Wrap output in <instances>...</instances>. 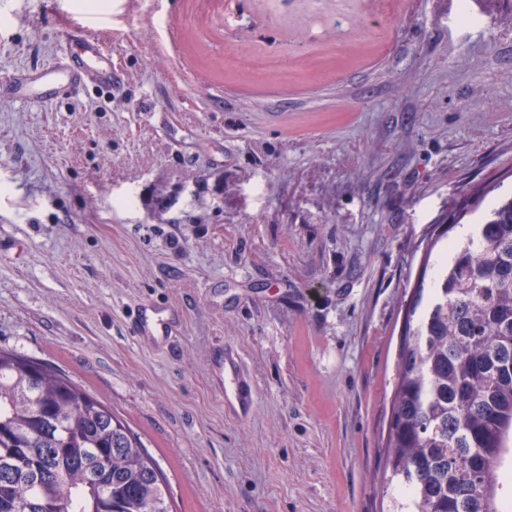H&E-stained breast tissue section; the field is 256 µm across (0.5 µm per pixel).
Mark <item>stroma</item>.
<instances>
[{"mask_svg": "<svg viewBox=\"0 0 512 512\" xmlns=\"http://www.w3.org/2000/svg\"><path fill=\"white\" fill-rule=\"evenodd\" d=\"M76 22L123 87L0 93V349L124 419L171 512H386L406 305L512 195V0H0V76ZM144 299L170 342L132 332ZM218 372L224 375V390L227 398L234 399L244 407L253 402L255 388L250 381L238 376L235 359L226 357L224 366L218 368Z\"/></svg>", "mask_w": 512, "mask_h": 512, "instance_id": "stroma-1", "label": "stroma"}]
</instances>
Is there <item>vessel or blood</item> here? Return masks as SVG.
<instances>
[{
	"mask_svg": "<svg viewBox=\"0 0 512 512\" xmlns=\"http://www.w3.org/2000/svg\"><path fill=\"white\" fill-rule=\"evenodd\" d=\"M121 80L112 66V53L105 44L93 37L73 34L57 59L36 71H22L10 81L14 96L23 100L66 99L88 86L94 85L113 91ZM132 326L143 338L169 335L166 323L158 317L155 307L139 304L133 311ZM224 376V390L228 398L239 405L249 406L255 396L253 384L239 377L235 359H227L219 369Z\"/></svg>",
	"mask_w": 512,
	"mask_h": 512,
	"instance_id": "1",
	"label": "vessel or blood"
}]
</instances>
